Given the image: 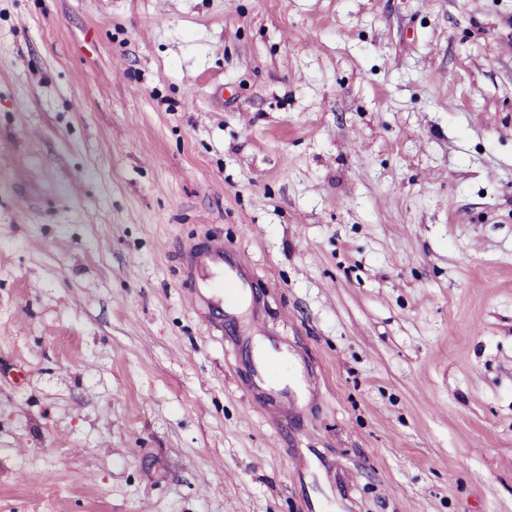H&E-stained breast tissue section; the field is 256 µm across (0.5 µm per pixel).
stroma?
Here are the masks:
<instances>
[{"label": "stroma", "mask_w": 512, "mask_h": 512, "mask_svg": "<svg viewBox=\"0 0 512 512\" xmlns=\"http://www.w3.org/2000/svg\"><path fill=\"white\" fill-rule=\"evenodd\" d=\"M0 512H512V0H0ZM197 263L214 276H220L224 270V248L212 244L201 250L196 257Z\"/></svg>", "instance_id": "1"}]
</instances>
